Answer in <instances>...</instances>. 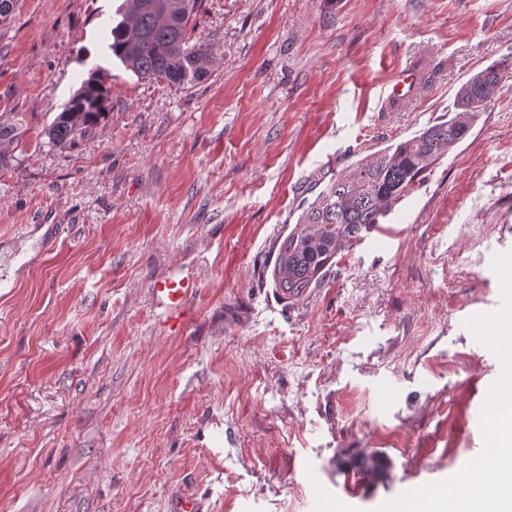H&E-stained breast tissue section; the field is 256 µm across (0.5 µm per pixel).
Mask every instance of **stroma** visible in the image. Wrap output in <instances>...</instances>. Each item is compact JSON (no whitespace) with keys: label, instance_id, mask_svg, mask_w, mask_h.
I'll return each mask as SVG.
<instances>
[{"label":"stroma","instance_id":"stroma-1","mask_svg":"<svg viewBox=\"0 0 512 512\" xmlns=\"http://www.w3.org/2000/svg\"><path fill=\"white\" fill-rule=\"evenodd\" d=\"M117 5L19 0L0 28L23 125L0 169V512H391L512 449L467 422L511 395L512 77L318 286L272 279L332 179L512 53V0H203L211 75L185 90L113 61ZM407 66L413 97L384 105ZM100 67L106 118L49 145ZM170 277L196 285L178 312Z\"/></svg>","mask_w":512,"mask_h":512}]
</instances>
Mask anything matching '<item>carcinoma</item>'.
Instances as JSON below:
<instances>
[{"label": "carcinoma", "instance_id": "cac0c4a2", "mask_svg": "<svg viewBox=\"0 0 512 512\" xmlns=\"http://www.w3.org/2000/svg\"><path fill=\"white\" fill-rule=\"evenodd\" d=\"M201 0H122L121 17L110 30L112 57L125 71L147 81L185 89L210 74L209 47L191 43L189 25ZM512 72V57L472 75L457 91L456 115L377 152L329 182L303 210L299 224L280 243L273 279L285 295L317 286L345 241L381 223L394 207L423 185L426 173L471 131L496 87ZM102 70L86 81L46 130L49 143L71 146L104 117L108 88ZM23 134L19 119L0 114V167L9 163L3 148Z\"/></svg>", "mask_w": 512, "mask_h": 512}]
</instances>
